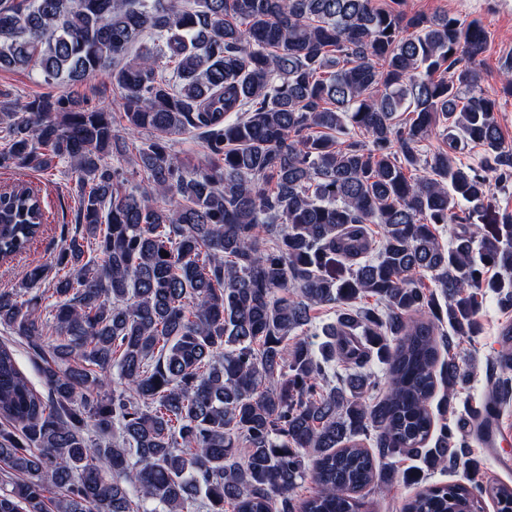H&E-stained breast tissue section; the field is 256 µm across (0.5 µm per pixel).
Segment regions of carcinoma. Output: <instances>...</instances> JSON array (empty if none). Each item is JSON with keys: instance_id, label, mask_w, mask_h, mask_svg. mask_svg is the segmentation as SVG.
Segmentation results:
<instances>
[{"instance_id": "1", "label": "carcinoma", "mask_w": 512, "mask_h": 512, "mask_svg": "<svg viewBox=\"0 0 512 512\" xmlns=\"http://www.w3.org/2000/svg\"><path fill=\"white\" fill-rule=\"evenodd\" d=\"M486 48L476 21L374 0H0V70L32 66L57 88L0 101V167L64 163L81 188L54 276L35 265L24 290L0 291V326L31 344L49 392L1 341L0 512H363L360 492L400 480L418 487L403 512H480L473 487L427 485L423 470L463 458L443 321L477 334L482 288L512 307V213L478 225L487 172L512 182L480 87ZM99 71L118 120L68 92ZM191 129L207 148L192 168L171 149ZM143 131L133 186L121 162ZM47 221L28 183L0 192V259ZM439 224L461 225L447 247ZM366 297L382 309L352 313ZM331 303L342 312L315 352L299 334ZM501 343L489 419L512 398L511 330ZM336 360L383 365V394L360 372L324 390ZM371 430L379 456L424 468L377 462ZM307 476L318 490L296 506ZM487 492L512 512V489Z\"/></svg>"}]
</instances>
